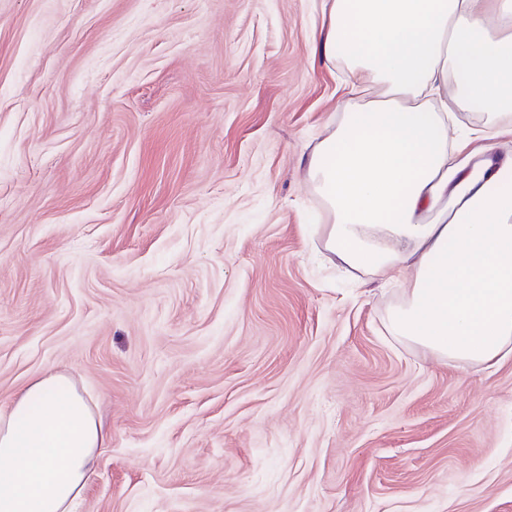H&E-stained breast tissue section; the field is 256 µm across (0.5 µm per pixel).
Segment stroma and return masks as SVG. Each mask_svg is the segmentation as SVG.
I'll return each mask as SVG.
<instances>
[{
	"mask_svg": "<svg viewBox=\"0 0 512 512\" xmlns=\"http://www.w3.org/2000/svg\"><path fill=\"white\" fill-rule=\"evenodd\" d=\"M322 0H0V410L70 377L79 512H512V361L391 342L314 249Z\"/></svg>",
	"mask_w": 512,
	"mask_h": 512,
	"instance_id": "stroma-1",
	"label": "stroma"
}]
</instances>
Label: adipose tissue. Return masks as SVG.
<instances>
[{
	"label": "adipose tissue",
	"mask_w": 512,
	"mask_h": 512,
	"mask_svg": "<svg viewBox=\"0 0 512 512\" xmlns=\"http://www.w3.org/2000/svg\"><path fill=\"white\" fill-rule=\"evenodd\" d=\"M314 43L347 72L306 161L321 250L367 294L400 284L395 342L512 360V0H324ZM106 439L68 378H34L0 411V512H76Z\"/></svg>",
	"instance_id": "obj_1"
}]
</instances>
